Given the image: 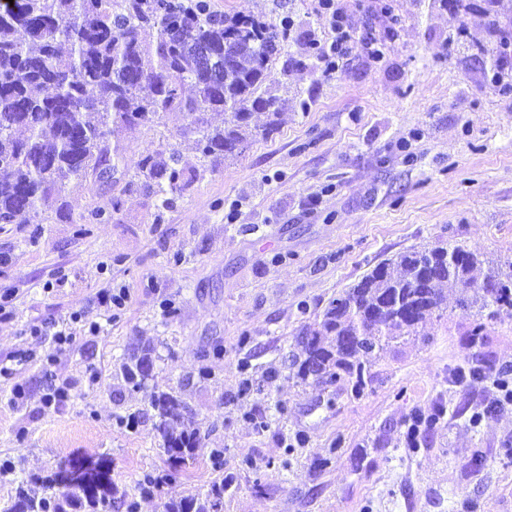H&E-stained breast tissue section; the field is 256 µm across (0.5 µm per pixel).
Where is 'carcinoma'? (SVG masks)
I'll return each mask as SVG.
<instances>
[{
	"instance_id": "1",
	"label": "carcinoma",
	"mask_w": 512,
	"mask_h": 512,
	"mask_svg": "<svg viewBox=\"0 0 512 512\" xmlns=\"http://www.w3.org/2000/svg\"><path fill=\"white\" fill-rule=\"evenodd\" d=\"M157 32L156 41L148 40ZM288 40V23L276 27L236 15H218L206 0H0V224L24 214L52 211L72 181L116 174L126 158L112 145L116 127L152 123L178 112L187 119L206 156L237 157L251 138L269 136L280 98L263 88L264 71ZM193 94H182L184 85ZM209 112L224 113L212 127ZM270 118L252 125L253 115ZM178 159L145 156L135 168L159 191L181 187ZM512 281V260L496 261L448 245L413 249L377 265L333 299L321 328L299 334L303 358L297 374L318 383L345 380L355 395L366 387L364 360L390 343L423 335L446 303L445 289L461 290L476 308L468 331L471 347L486 346V320L512 294L488 286ZM148 355L122 365L130 388L144 387ZM149 405L163 439L170 470L147 475L138 490L152 492L177 479L199 438L192 413L173 393H152ZM47 491L38 498L25 482L0 504V512H111L117 489L112 459L70 456L35 477ZM230 481L218 479L202 492L171 498L164 512H224Z\"/></svg>"
}]
</instances>
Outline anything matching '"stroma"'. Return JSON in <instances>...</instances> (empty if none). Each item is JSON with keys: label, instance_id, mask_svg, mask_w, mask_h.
<instances>
[{"label": "stroma", "instance_id": "35a3bbf8", "mask_svg": "<svg viewBox=\"0 0 512 512\" xmlns=\"http://www.w3.org/2000/svg\"><path fill=\"white\" fill-rule=\"evenodd\" d=\"M207 3L289 21L264 83L284 101L276 130L224 160L182 136L175 113L120 129L128 159L178 151L190 181L169 205L131 167L108 186L68 184L70 220L0 230V293L17 296L0 358L36 356L0 378V499L22 474L104 453L112 512H164L224 475V512H512V406L471 426L491 385L452 383L472 359L473 309L449 301L429 340L391 343L360 397L288 366L299 332L385 260L442 242L512 259V47L495 50L487 28L491 15L512 25V0H337L353 47L331 73L308 52L332 37L318 0ZM97 207L112 219L79 223ZM108 286L130 294L115 320L98 303ZM41 322L74 336L48 367V340L29 333ZM487 330L489 361L512 365V310ZM146 350L135 391L120 366ZM65 380L67 401L47 404ZM151 392L181 394L200 439L147 496L137 482L167 466ZM436 408L443 419L404 447V421Z\"/></svg>", "mask_w": 512, "mask_h": 512}]
</instances>
